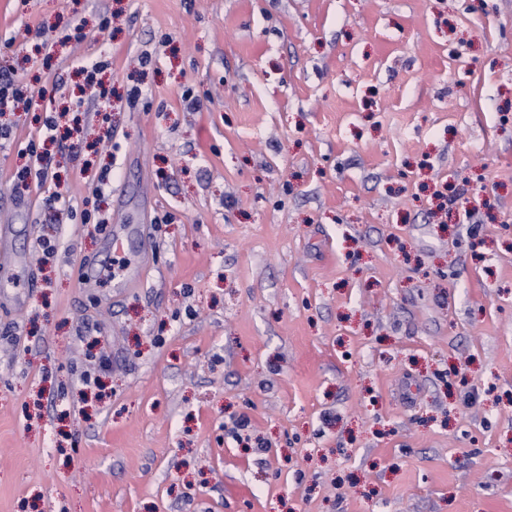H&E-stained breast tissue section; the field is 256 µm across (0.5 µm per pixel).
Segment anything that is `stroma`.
<instances>
[{
    "label": "stroma",
    "instance_id": "obj_1",
    "mask_svg": "<svg viewBox=\"0 0 512 512\" xmlns=\"http://www.w3.org/2000/svg\"><path fill=\"white\" fill-rule=\"evenodd\" d=\"M1 36L24 91L105 61L118 97L24 216L44 114L0 116L38 281L0 302V512H512V0H0ZM106 169L135 288H82L104 235L41 207ZM39 145L30 140L19 153L28 156V164L17 176V185H27L29 180L35 179L38 186H43L47 180V167L44 165L46 156L39 152ZM124 204H120L118 214L116 217V224L118 230L109 234L110 249L112 255L118 256L123 260L121 266V274L119 282L124 284L132 283L136 278V273L141 280V268L139 267V260L142 255L146 254L150 247V240L142 231V238L140 234L141 225L137 224H123L125 223L123 212L120 211Z\"/></svg>",
    "mask_w": 512,
    "mask_h": 512
}]
</instances>
